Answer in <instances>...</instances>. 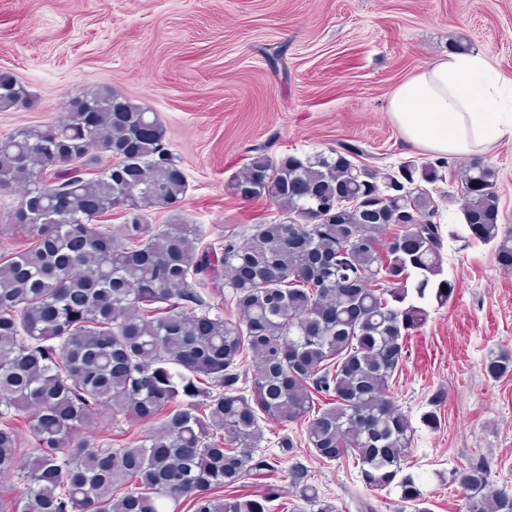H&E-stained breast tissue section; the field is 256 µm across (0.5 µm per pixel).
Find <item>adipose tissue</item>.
I'll return each mask as SVG.
<instances>
[{
    "mask_svg": "<svg viewBox=\"0 0 512 512\" xmlns=\"http://www.w3.org/2000/svg\"><path fill=\"white\" fill-rule=\"evenodd\" d=\"M389 109L408 143L441 157H475L512 136V81L483 54L452 53L399 83Z\"/></svg>",
    "mask_w": 512,
    "mask_h": 512,
    "instance_id": "1",
    "label": "adipose tissue"
}]
</instances>
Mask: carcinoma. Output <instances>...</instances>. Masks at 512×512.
Returning a JSON list of instances; mask_svg holds the SVG:
<instances>
[{
	"instance_id": "1",
	"label": "carcinoma",
	"mask_w": 512,
	"mask_h": 512,
	"mask_svg": "<svg viewBox=\"0 0 512 512\" xmlns=\"http://www.w3.org/2000/svg\"><path fill=\"white\" fill-rule=\"evenodd\" d=\"M28 98L0 70V112ZM342 144L278 160L257 149L231 181L283 219L224 248L200 246L176 206L185 174L156 114L110 85L69 95L65 117L0 138V190L23 193L9 223L30 243L0 256V479L25 485L0 512H270L272 495L224 493L273 470L262 422L306 419L315 454L353 457L366 488L399 489L395 512H429L406 471L414 433L389 393L406 339L427 320V292L446 302L441 212L426 188L443 161L381 173ZM469 240L496 243L512 273V226L500 223L494 172H461ZM172 212L166 224L149 213ZM123 223L113 231L106 214ZM232 289L239 318L211 313L200 287ZM447 290H442V287ZM252 353L251 373L241 372ZM487 376L512 372L488 351ZM31 413L35 456L8 418ZM148 426L132 447L86 431L95 415ZM463 512H512L482 458L452 471ZM289 512H338L296 465Z\"/></svg>"
}]
</instances>
